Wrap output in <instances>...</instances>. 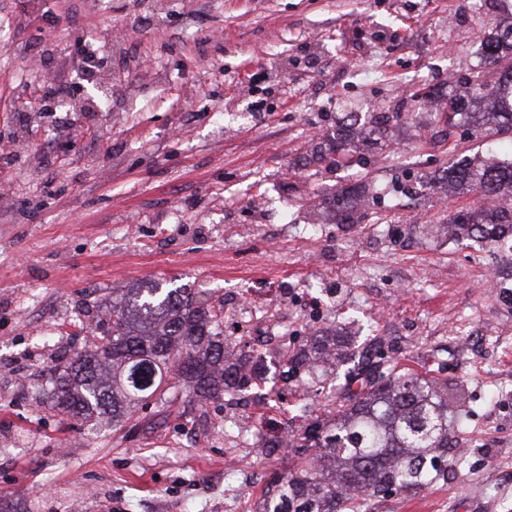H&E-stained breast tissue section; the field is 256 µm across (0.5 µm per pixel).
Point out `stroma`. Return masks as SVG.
<instances>
[{"mask_svg": "<svg viewBox=\"0 0 512 512\" xmlns=\"http://www.w3.org/2000/svg\"><path fill=\"white\" fill-rule=\"evenodd\" d=\"M0 512H259L300 430L297 385L133 414L58 412L50 373L113 290L156 282L224 306L239 348L334 326L447 386L448 474L372 512H512V301L497 261L416 226L477 194L420 192L421 177L484 154L469 127L428 116L485 63L512 0H0ZM112 81L86 80L84 46ZM66 85L45 96L42 72ZM388 116L354 168L311 160L351 113ZM387 190L375 226L306 229L309 198Z\"/></svg>", "mask_w": 512, "mask_h": 512, "instance_id": "stroma-1", "label": "stroma"}]
</instances>
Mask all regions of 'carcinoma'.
I'll return each instance as SVG.
<instances>
[{"label":"carcinoma","instance_id":"obj_1","mask_svg":"<svg viewBox=\"0 0 512 512\" xmlns=\"http://www.w3.org/2000/svg\"><path fill=\"white\" fill-rule=\"evenodd\" d=\"M512 52V30L486 42L492 62ZM471 97L492 102L491 120L512 126V70L495 84L475 77ZM383 135L375 113L345 134L328 136L314 147L312 161L353 167ZM423 185L454 194L512 198V159L477 157L451 165ZM371 185L342 189L307 206L310 226L362 224L383 217L368 213ZM446 234L458 244L497 254L503 267L496 285L512 295V207L486 203L463 207L444 224L422 231ZM222 308L185 288H131L112 300L103 335L89 332L83 350L62 359L51 373L52 398L59 412L92 422L110 414L112 426L129 409H148L171 397L197 405L266 382L268 366L254 355L236 352L221 329ZM342 329L319 332L285 349L282 374L301 377L335 365L349 368L344 383L325 397L323 414L303 432L288 436L299 462L276 477L261 512H362L364 502L392 491L427 489L448 473V390L428 373L357 354Z\"/></svg>","mask_w":512,"mask_h":512}]
</instances>
